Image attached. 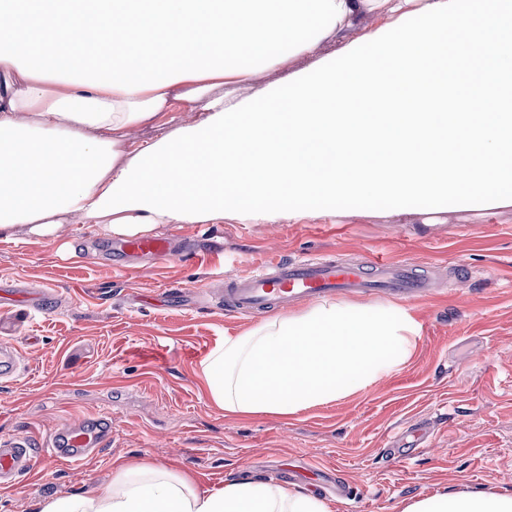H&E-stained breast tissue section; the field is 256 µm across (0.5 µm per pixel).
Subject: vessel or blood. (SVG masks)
I'll return each instance as SVG.
<instances>
[{
	"mask_svg": "<svg viewBox=\"0 0 512 512\" xmlns=\"http://www.w3.org/2000/svg\"><path fill=\"white\" fill-rule=\"evenodd\" d=\"M111 251L121 261L147 257L155 262L172 258L170 239L142 237L112 244ZM430 277L420 266L382 258L360 263L336 259H286L264 264L249 274L226 279L221 292L224 312L230 316L251 315L279 304L311 301L330 296L367 295L401 297L409 301L425 299ZM25 314L46 313L52 308L44 289L33 288L15 294ZM22 362L15 348L0 344V378H15ZM107 441L106 434L87 423H70L54 433L47 446L59 459L81 461ZM40 456L26 437L0 439V485L7 486L22 475L32 473Z\"/></svg>",
	"mask_w": 512,
	"mask_h": 512,
	"instance_id": "obj_1",
	"label": "vessel or blood"
}]
</instances>
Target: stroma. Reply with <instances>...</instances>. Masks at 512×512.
I'll return each mask as SVG.
<instances>
[{"label": "stroma", "mask_w": 512, "mask_h": 512, "mask_svg": "<svg viewBox=\"0 0 512 512\" xmlns=\"http://www.w3.org/2000/svg\"><path fill=\"white\" fill-rule=\"evenodd\" d=\"M387 23L385 10L310 52L254 77L213 87L230 111L267 107L273 92L361 34ZM168 125L147 122L129 149L173 134L206 115L171 102ZM179 253L158 264L119 267L100 258L114 236L93 224H66L48 241L17 228L0 241V285L49 286L55 311L31 320L0 307V341L25 366L0 380V437L44 443L62 425L104 412L112 436L81 464L50 457L16 485L0 487V512H37L41 502L89 493L131 463L190 476L196 490L234 479L292 484L333 512H402L414 498L461 490L512 494V206L435 211L415 199L326 202L303 220L256 224L230 217L205 224H160ZM374 254L428 268L436 293L411 302L420 336L408 363L347 398L288 416L225 415L209 398L200 362L225 334L259 323L217 305L225 277L279 258ZM467 269L465 279L451 268ZM431 431L406 461L386 447L404 426Z\"/></svg>", "instance_id": "obj_1"}]
</instances>
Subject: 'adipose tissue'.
I'll return each instance as SVG.
<instances>
[{"label":"adipose tissue","mask_w":512,"mask_h":512,"mask_svg":"<svg viewBox=\"0 0 512 512\" xmlns=\"http://www.w3.org/2000/svg\"><path fill=\"white\" fill-rule=\"evenodd\" d=\"M386 8L312 77L241 115L207 88L258 75ZM208 117L126 156L175 96ZM512 204V0H0V241L57 237L69 215L131 236L232 214L275 224L324 200ZM420 325L387 302L320 303L217 343L200 364L233 415L288 416L406 364ZM40 512H332L299 488L232 480L197 491L130 467ZM403 512H512L461 490Z\"/></svg>","instance_id":"obj_1"}]
</instances>
